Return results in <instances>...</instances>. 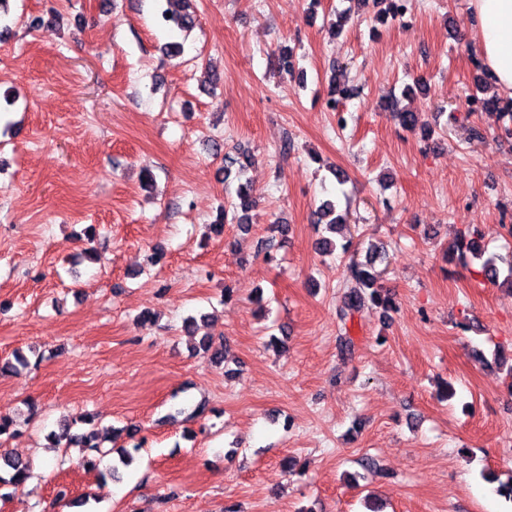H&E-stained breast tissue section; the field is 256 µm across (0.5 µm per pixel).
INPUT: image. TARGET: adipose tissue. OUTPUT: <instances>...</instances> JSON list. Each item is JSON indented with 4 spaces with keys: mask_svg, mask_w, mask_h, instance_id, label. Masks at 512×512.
I'll use <instances>...</instances> for the list:
<instances>
[{
    "mask_svg": "<svg viewBox=\"0 0 512 512\" xmlns=\"http://www.w3.org/2000/svg\"><path fill=\"white\" fill-rule=\"evenodd\" d=\"M471 36L496 93L512 99V0H468Z\"/></svg>",
    "mask_w": 512,
    "mask_h": 512,
    "instance_id": "1",
    "label": "adipose tissue"
}]
</instances>
